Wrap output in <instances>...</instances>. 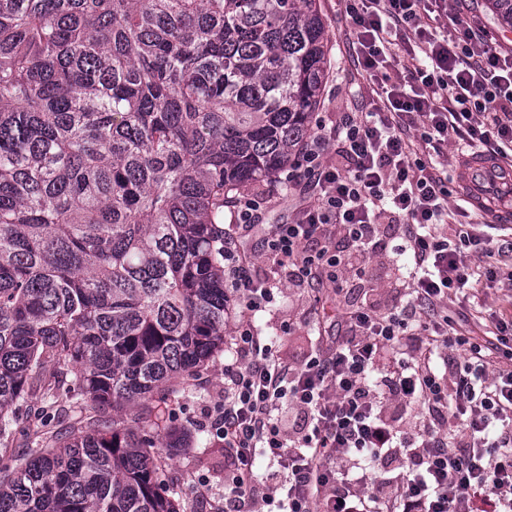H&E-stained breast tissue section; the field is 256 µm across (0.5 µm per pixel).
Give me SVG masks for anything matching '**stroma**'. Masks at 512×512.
Returning <instances> with one entry per match:
<instances>
[{"label":"stroma","mask_w":512,"mask_h":512,"mask_svg":"<svg viewBox=\"0 0 512 512\" xmlns=\"http://www.w3.org/2000/svg\"><path fill=\"white\" fill-rule=\"evenodd\" d=\"M325 24L331 69L321 104L314 115V124L330 126L346 112H368L374 107L370 96L372 80L363 73L353 49L355 29L345 14L344 0H319ZM265 190L267 197L260 209L261 228L296 221L300 210L316 201L319 188L314 179L281 190L277 185L263 186L253 182L242 191L252 194ZM464 261L473 268L491 264L495 282L472 277L473 296L462 303L460 296L449 295L448 313L453 316L463 334L481 336L512 322V256L492 255L484 260L465 255ZM349 301L359 300L364 292L384 307L398 303L408 283L392 253L373 256L362 271L345 274ZM336 296L328 288H279L275 302L266 311L243 316L239 304H232L224 326L225 336H233L242 321L254 324L262 335L272 337L274 350L284 365L301 363L315 341L318 329L329 327L336 317ZM177 393L154 395L148 405H136L124 410L121 417L131 422L144 409H151L152 433L165 434L176 429L190 433L191 447L161 461L162 477L179 494L181 512H217L224 504V479L229 459L222 442L201 425L205 412L224 398V358L216 356L208 367L195 377L176 379Z\"/></svg>","instance_id":"obj_1"}]
</instances>
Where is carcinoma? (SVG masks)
<instances>
[{"label":"carcinoma","mask_w":512,"mask_h":512,"mask_svg":"<svg viewBox=\"0 0 512 512\" xmlns=\"http://www.w3.org/2000/svg\"><path fill=\"white\" fill-rule=\"evenodd\" d=\"M330 70L318 0H0V512H179L119 411L224 352L225 208L305 151Z\"/></svg>","instance_id":"cac0c4a2"}]
</instances>
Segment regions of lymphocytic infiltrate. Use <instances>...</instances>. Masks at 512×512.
Returning <instances> with one entry per match:
<instances>
[{"mask_svg": "<svg viewBox=\"0 0 512 512\" xmlns=\"http://www.w3.org/2000/svg\"><path fill=\"white\" fill-rule=\"evenodd\" d=\"M446 0H346L356 58L372 80L397 61L399 37L413 38L421 63L384 91L378 111L318 126L289 183L316 178L321 193L296 222L267 230L262 252L295 286L340 272L372 254L407 256L411 295L387 310L370 298L336 312V333L319 337L290 368L248 323L232 338L224 400L206 415L231 465L224 512H512V371L496 376L492 357L512 361L504 337L459 335L442 305L471 272L463 249L487 255L490 240L471 225H448V141L492 164L479 211L512 196V55L472 17L443 35L429 20ZM335 158H327L328 145ZM238 233L224 240V286L250 312L264 310L276 285L242 256L260 198L234 203ZM458 348L459 356L449 355ZM441 367H434V360ZM426 407L428 419L400 430L390 402ZM298 412L284 423L282 408ZM285 472L261 491L257 457Z\"/></svg>", "mask_w": 512, "mask_h": 512, "instance_id": "f902f5d3", "label": "lymphocytic infiltrate"}]
</instances>
